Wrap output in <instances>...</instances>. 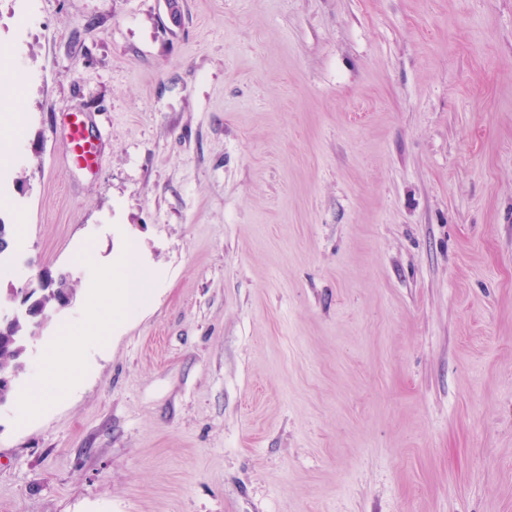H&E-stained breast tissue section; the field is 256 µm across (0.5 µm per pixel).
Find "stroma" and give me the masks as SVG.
Listing matches in <instances>:
<instances>
[{"instance_id": "35a3bbf8", "label": "stroma", "mask_w": 512, "mask_h": 512, "mask_svg": "<svg viewBox=\"0 0 512 512\" xmlns=\"http://www.w3.org/2000/svg\"><path fill=\"white\" fill-rule=\"evenodd\" d=\"M180 5L0 0V288L160 272L0 512H512V0ZM68 121V137L76 161L89 169L99 167V148L89 134L88 117L84 112H71Z\"/></svg>"}]
</instances>
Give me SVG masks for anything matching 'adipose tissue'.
Here are the masks:
<instances>
[{
  "label": "adipose tissue",
  "instance_id": "1",
  "mask_svg": "<svg viewBox=\"0 0 512 512\" xmlns=\"http://www.w3.org/2000/svg\"><path fill=\"white\" fill-rule=\"evenodd\" d=\"M152 280V274L140 264L136 250L128 249L118 271L102 268L94 279L87 281L88 318L97 319L100 308L107 306L122 317L142 310L150 298ZM109 330V325L105 324L97 333L48 340V354L44 362L46 385L51 388L62 385L77 388L82 377L94 368L100 333Z\"/></svg>",
  "mask_w": 512,
  "mask_h": 512
}]
</instances>
